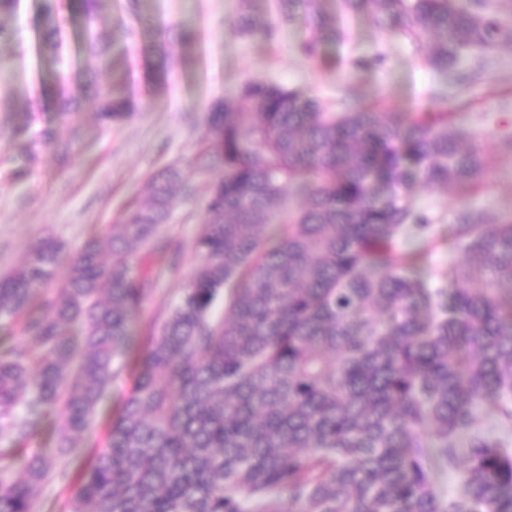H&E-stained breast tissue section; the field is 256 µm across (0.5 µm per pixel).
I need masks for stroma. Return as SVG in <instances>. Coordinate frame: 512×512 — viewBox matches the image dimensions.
Wrapping results in <instances>:
<instances>
[{"label":"stroma","instance_id":"obj_1","mask_svg":"<svg viewBox=\"0 0 512 512\" xmlns=\"http://www.w3.org/2000/svg\"><path fill=\"white\" fill-rule=\"evenodd\" d=\"M238 0H101L99 33L112 60L101 83L131 98L135 110L123 121L105 125L93 105H85L73 126L60 125L54 101L57 64L43 49L46 28L64 31L66 61L86 70L80 17L75 0H62L53 17H45L42 0H20L17 13L0 14V272L23 258L30 243L51 236L79 249L104 234L126 204L143 197L149 177L164 168L178 167L194 188L191 197H176L161 235L177 247L179 266L170 269L161 252L139 251L154 285L137 317L139 336L163 319L177 301L196 263L195 238L205 219L204 199L213 174L191 168L204 132V117L244 82L263 80L316 96L329 110L361 101L387 112L447 109L453 125L484 132V176L468 194L454 190L418 188V205L452 217L463 209L493 222L512 217V155L501 147L503 134L512 132V48H503L476 68L473 77L447 90V101L436 98L445 90L442 76L424 62L423 53L407 38L380 30L365 12L348 19V41L322 43L316 56L296 52L309 40L303 21L281 27L277 40L267 42L235 31L231 20ZM171 36L181 31L191 41L178 44L176 63L164 78L151 76L159 29ZM383 55L381 65L356 68L341 65L342 57ZM76 138L68 156L39 151L25 163V146L42 134ZM133 365L116 376L99 405L93 427L78 441L79 455L69 466L66 481L43 487L38 503L65 512L81 473L94 450L106 442L113 418L133 386Z\"/></svg>","mask_w":512,"mask_h":512}]
</instances>
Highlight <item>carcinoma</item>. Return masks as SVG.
<instances>
[{"mask_svg": "<svg viewBox=\"0 0 512 512\" xmlns=\"http://www.w3.org/2000/svg\"><path fill=\"white\" fill-rule=\"evenodd\" d=\"M319 43L344 40L321 0H303ZM100 0H80L96 69ZM241 0L238 31L271 40L279 22ZM412 40L435 71L512 47L492 0H343ZM78 76L57 78L61 119ZM101 121L133 111L95 91ZM198 171H222L204 201L197 262L177 302L135 350L150 284L130 246L163 249L171 168L75 252L36 240L0 275V512H36L66 478L105 389L134 357L135 383L67 512H512V219L462 213L439 282L420 274L437 218L418 184L477 186L483 150L448 112H327L299 89L252 80L205 118ZM63 152L50 133L27 148ZM60 282L56 289L49 285ZM39 354L14 342L15 326ZM51 421L53 448L24 444ZM459 472L439 490L423 443Z\"/></svg>", "mask_w": 512, "mask_h": 512, "instance_id": "cac0c4a2", "label": "carcinoma"}]
</instances>
